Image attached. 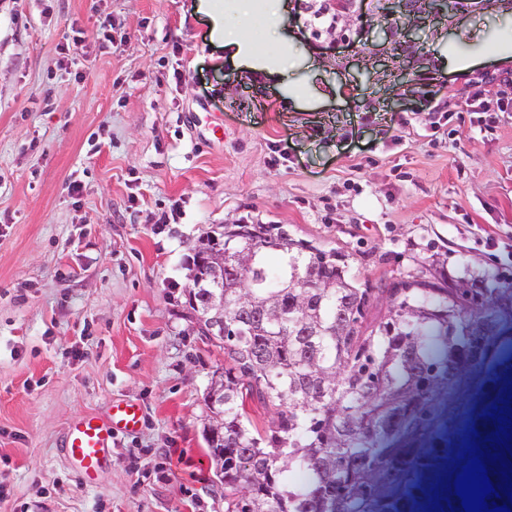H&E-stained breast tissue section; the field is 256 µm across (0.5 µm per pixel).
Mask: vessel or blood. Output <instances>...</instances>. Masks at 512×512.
<instances>
[{"label":"vessel or blood","instance_id":"1","mask_svg":"<svg viewBox=\"0 0 512 512\" xmlns=\"http://www.w3.org/2000/svg\"><path fill=\"white\" fill-rule=\"evenodd\" d=\"M143 420L139 405L113 403L107 418L89 414L71 423L66 431L65 450L76 464L83 483H91L102 469L115 432L137 430Z\"/></svg>","mask_w":512,"mask_h":512}]
</instances>
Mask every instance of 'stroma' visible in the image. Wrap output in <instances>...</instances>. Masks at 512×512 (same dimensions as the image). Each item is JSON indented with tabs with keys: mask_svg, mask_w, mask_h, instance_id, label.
I'll use <instances>...</instances> for the list:
<instances>
[{
	"mask_svg": "<svg viewBox=\"0 0 512 512\" xmlns=\"http://www.w3.org/2000/svg\"><path fill=\"white\" fill-rule=\"evenodd\" d=\"M287 2L275 22L264 0L224 9L292 60L273 80L194 0H0V512H224L204 402L224 352L187 303L215 225H284L362 279L438 259L453 283L512 282V64L493 59L512 15L427 24L400 88L372 0L336 43ZM116 399L144 421L83 485L66 429Z\"/></svg>",
	"mask_w": 512,
	"mask_h": 512,
	"instance_id": "stroma-1",
	"label": "stroma"
}]
</instances>
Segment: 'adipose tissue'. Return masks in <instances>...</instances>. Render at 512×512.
Segmentation results:
<instances>
[{"label": "adipose tissue", "mask_w": 512, "mask_h": 512, "mask_svg": "<svg viewBox=\"0 0 512 512\" xmlns=\"http://www.w3.org/2000/svg\"><path fill=\"white\" fill-rule=\"evenodd\" d=\"M195 11L209 19L212 40L219 43L228 52L232 60L249 69L270 76L282 73L284 63L281 59L258 55L253 42L248 36L225 30L223 0H198Z\"/></svg>", "instance_id": "ef3b65f1"}]
</instances>
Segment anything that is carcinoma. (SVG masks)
Segmentation results:
<instances>
[{
	"label": "carcinoma",
	"instance_id": "carcinoma-1",
	"mask_svg": "<svg viewBox=\"0 0 512 512\" xmlns=\"http://www.w3.org/2000/svg\"><path fill=\"white\" fill-rule=\"evenodd\" d=\"M355 0H304L312 34ZM227 224L223 398L216 477L224 512H434L443 483L479 446L493 456L512 405V285L422 271L359 285L345 255ZM275 408L249 429L246 401ZM498 410H493V407Z\"/></svg>",
	"mask_w": 512,
	"mask_h": 512
}]
</instances>
